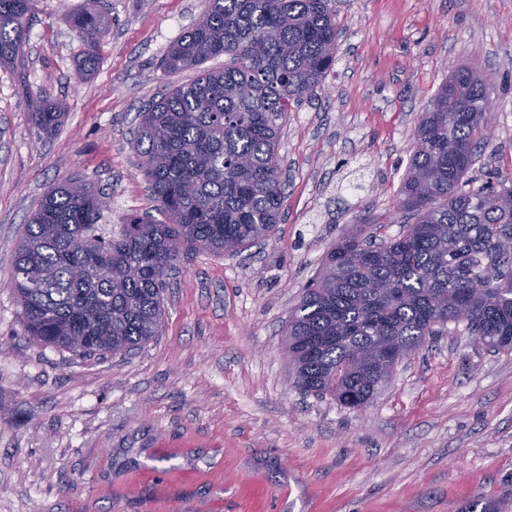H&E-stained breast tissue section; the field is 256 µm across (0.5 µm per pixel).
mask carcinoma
<instances>
[{"mask_svg":"<svg viewBox=\"0 0 512 512\" xmlns=\"http://www.w3.org/2000/svg\"><path fill=\"white\" fill-rule=\"evenodd\" d=\"M31 0H0V65L28 38ZM335 0H207L196 23L162 60L192 70L141 113L135 148L155 210L112 230L98 193L65 180L50 187L25 225L9 287L25 330L73 354L127 353L157 335L166 276L206 251L235 255L271 237L283 190L279 140L288 104L320 89L336 61ZM63 20L84 43L79 67L94 70L109 22L75 10ZM224 57V68L205 67ZM487 82L453 72L425 106L399 190V233L373 242L351 231L328 250L288 316L283 335L305 393L366 405L396 362L451 324L495 351H512V188L481 157ZM65 112L34 113L51 136Z\"/></svg>","mask_w":512,"mask_h":512,"instance_id":"1","label":"carcinoma"}]
</instances>
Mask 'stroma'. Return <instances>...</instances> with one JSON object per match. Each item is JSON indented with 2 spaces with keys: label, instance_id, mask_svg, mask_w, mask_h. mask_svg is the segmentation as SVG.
Here are the masks:
<instances>
[{
  "label": "stroma",
  "instance_id": "stroma-1",
  "mask_svg": "<svg viewBox=\"0 0 512 512\" xmlns=\"http://www.w3.org/2000/svg\"><path fill=\"white\" fill-rule=\"evenodd\" d=\"M205 0H32L28 45L0 66V512H512V352L453 333L400 360L359 410L300 392L282 330L330 246L388 239L418 118L467 66L493 111L481 160L512 188V0H336V63L291 105L281 221L235 256L172 273L154 339L78 357L27 336L9 287L25 224L73 177L111 197L109 224L153 213L140 110ZM105 11L93 72L62 19ZM65 117L41 138L37 105Z\"/></svg>",
  "mask_w": 512,
  "mask_h": 512
}]
</instances>
